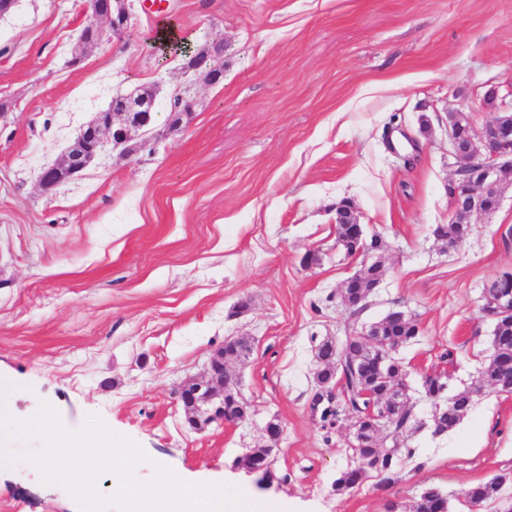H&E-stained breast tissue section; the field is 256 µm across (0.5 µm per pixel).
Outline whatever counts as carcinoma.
<instances>
[{
  "label": "carcinoma",
  "instance_id": "obj_1",
  "mask_svg": "<svg viewBox=\"0 0 512 512\" xmlns=\"http://www.w3.org/2000/svg\"><path fill=\"white\" fill-rule=\"evenodd\" d=\"M433 234L445 243L461 244L468 235V226L441 224L434 229ZM385 274L383 263L375 261L368 266V272L364 276L352 280L349 287L342 289L341 300L349 308L344 321V341L348 343L346 350H341L339 343L326 339L315 345L314 356L318 365L315 373L316 387L331 384L336 378H341L344 405L359 425V434L352 447L354 460L340 472L333 483V489L338 494L361 484L370 471L379 477V487L390 486L395 483L396 463L402 452L412 454V449L404 448L406 436L413 428L411 400L400 392H390L387 383L379 377L378 345L385 344L397 349L410 343L419 334L418 323L410 317L390 321L382 319L370 325L371 341H364L358 336L360 329L364 327L362 316L368 307L366 299ZM497 324V360L489 362L482 372V383L495 389L501 387V380L512 362V317H503L497 320ZM249 351L250 343L245 337L225 342L224 373H229L227 366L231 362L245 357ZM446 384L447 376L442 372L427 375L422 381L426 398L434 402L446 401L433 420L435 435H443L453 430L472 406V395L468 391L460 392L448 400L444 399L443 389ZM365 390L382 403L384 410L392 418L391 425L386 428L387 437L392 441L390 447L383 448L377 443L378 424L367 417L370 400L362 397ZM243 407L241 398L230 395L224 397L228 420H243ZM234 464L246 470H258L262 480L272 477L271 461L258 452L239 457ZM498 487L497 482L477 484L466 490L465 496L470 503L479 506L493 497ZM414 512H447V504L443 502V496L437 488L428 486L416 501Z\"/></svg>",
  "mask_w": 512,
  "mask_h": 512
}]
</instances>
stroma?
Segmentation results:
<instances>
[{"label": "stroma", "instance_id": "35a3bbf8", "mask_svg": "<svg viewBox=\"0 0 512 512\" xmlns=\"http://www.w3.org/2000/svg\"><path fill=\"white\" fill-rule=\"evenodd\" d=\"M128 33L70 59L84 0H16L0 17V386L13 418L48 402L71 430L99 416L182 480H227L285 512H413L436 487L448 512L512 506V394L479 385L493 322L480 312L490 281L512 272V184L499 208L473 217L456 249L433 234L451 220L450 116L482 129L485 94L512 82V0H162L133 6ZM221 44L214 84L184 55L160 59L161 31ZM9 53H2V46ZM137 88L156 91L152 125L131 152L104 146L55 189L39 184L95 113ZM351 202L384 243L387 273L367 322L401 310L420 334L397 355L407 367L415 427L397 479L376 473L344 494L332 485L351 460L325 436L308 399L313 338L342 335L338 290L364 269L336 241V209ZM316 263L304 265L307 253ZM247 310H239L240 302ZM247 337L235 364L250 417L193 428L178 397L224 341ZM454 350L456 363L441 355ZM472 406L434 435L426 375ZM279 419L274 477L234 464L263 446ZM0 512H81L24 461L35 438L8 440ZM498 482L470 510L465 491Z\"/></svg>", "mask_w": 512, "mask_h": 512}]
</instances>
